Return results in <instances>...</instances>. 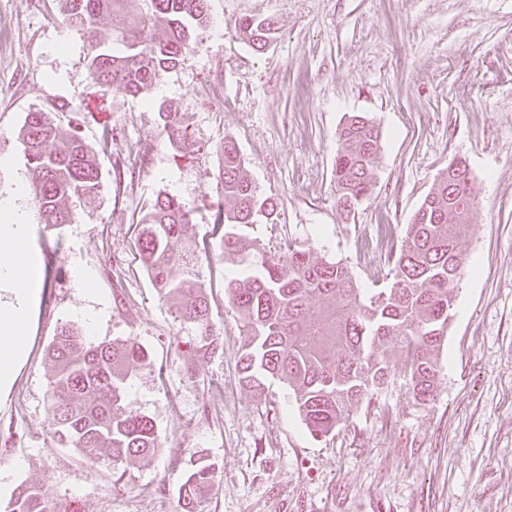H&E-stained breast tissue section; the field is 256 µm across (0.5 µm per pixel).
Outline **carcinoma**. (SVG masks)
Segmentation results:
<instances>
[{"label":"carcinoma","instance_id":"1","mask_svg":"<svg viewBox=\"0 0 512 512\" xmlns=\"http://www.w3.org/2000/svg\"><path fill=\"white\" fill-rule=\"evenodd\" d=\"M61 0L63 22L87 42L88 69L95 83L138 96L175 68L210 25L206 0ZM112 21L111 41L101 49L98 21ZM156 25L167 37H145ZM235 31L254 50L275 37L270 17H243ZM163 142L179 157L199 151L176 112H158ZM31 175L36 206L45 227L72 220L64 206L77 197L93 201L103 190L99 164L85 141L60 136L51 111L34 109L18 132ZM333 175L336 203L349 216L372 190L371 174L381 149L374 122L352 115L339 132ZM218 183L224 200L211 214L210 235L240 269L225 285L228 302L243 319L239 356L242 383L261 393L271 380L288 385L308 431L326 436L340 422L400 379L414 400H433L441 372L440 350L454 309V290L467 272L461 240L470 222L476 182L466 162L440 178L415 211L389 253L390 283L366 292L349 267L313 245L288 244L266 254L251 230L278 223L275 200L262 196L250 179L236 143L217 148ZM190 209L173 195L156 197L138 220L139 257L155 288L179 299L178 318L198 330V351L215 356L220 344L211 324L209 298L198 264L201 243L189 235ZM179 265L182 277L170 278ZM404 358L400 366L390 353ZM48 356L53 366L49 400L52 438L88 458L109 451L112 462L153 455L162 447L151 419L124 407L128 381L149 362L135 339L92 344L78 327L56 329ZM214 470L200 457L180 487L184 512H203ZM3 512H62L45 485L18 486Z\"/></svg>","mask_w":512,"mask_h":512}]
</instances>
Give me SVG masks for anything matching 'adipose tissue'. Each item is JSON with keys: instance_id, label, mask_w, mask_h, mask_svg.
<instances>
[{"instance_id": "adipose-tissue-1", "label": "adipose tissue", "mask_w": 512, "mask_h": 512, "mask_svg": "<svg viewBox=\"0 0 512 512\" xmlns=\"http://www.w3.org/2000/svg\"><path fill=\"white\" fill-rule=\"evenodd\" d=\"M27 226L11 197L0 199V285H8L11 300L0 302V389L8 388L28 349L26 310L37 295L34 261L28 253Z\"/></svg>"}]
</instances>
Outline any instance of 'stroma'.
<instances>
[{
    "mask_svg": "<svg viewBox=\"0 0 512 512\" xmlns=\"http://www.w3.org/2000/svg\"><path fill=\"white\" fill-rule=\"evenodd\" d=\"M208 13L197 48L131 96L94 83L57 0H0V197L23 214L42 277L28 354L0 391V503L45 482L69 512H183L198 451L215 468L205 512H512V0H208ZM246 15L276 18L265 50L236 34ZM52 106L104 177L95 203L69 201L57 234L40 222L16 140L28 112ZM162 108L183 114L193 156L161 142ZM353 114L379 125L382 147L373 189L347 218L333 167ZM227 137L278 204V223L253 232L261 248L315 244L363 288L388 283L387 258L367 246L379 225L403 231L449 164L466 160L480 199L434 400L398 383L320 437L286 384L243 389L241 319L224 290L237 265L215 245L199 266L222 350L199 354L195 329L140 261L136 221L169 193L206 237L222 198L214 146ZM91 314V342L132 338L150 354L125 406L152 419L154 456L116 465L51 438L48 346L59 325L86 328Z\"/></svg>",
    "mask_w": 512,
    "mask_h": 512,
    "instance_id": "35a3bbf8",
    "label": "stroma"
}]
</instances>
